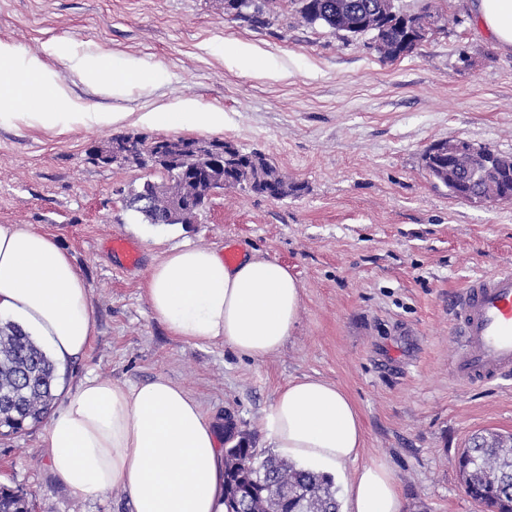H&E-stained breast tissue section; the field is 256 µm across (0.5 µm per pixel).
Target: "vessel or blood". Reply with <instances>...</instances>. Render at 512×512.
<instances>
[{
	"label": "vessel or blood",
	"mask_w": 512,
	"mask_h": 512,
	"mask_svg": "<svg viewBox=\"0 0 512 512\" xmlns=\"http://www.w3.org/2000/svg\"><path fill=\"white\" fill-rule=\"evenodd\" d=\"M452 321L459 346L451 360L456 380L491 383L512 376L511 265L466 280Z\"/></svg>",
	"instance_id": "obj_1"
}]
</instances>
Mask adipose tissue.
<instances>
[{"label":"adipose tissue","instance_id":"adipose-tissue-1","mask_svg":"<svg viewBox=\"0 0 512 512\" xmlns=\"http://www.w3.org/2000/svg\"><path fill=\"white\" fill-rule=\"evenodd\" d=\"M477 23L496 47L512 52V0H472ZM12 45L0 42V125L40 126L64 134L93 124L132 121L163 129L220 133L224 114L184 99L159 111L89 112L73 102L50 59L61 43L10 69ZM40 84L34 102L19 80ZM145 294L153 317L192 345L224 344L259 361L280 351L294 331L302 287L287 265L251 252L226 263L212 248L179 244L151 265ZM0 318L18 323L54 360L80 358L97 329L91 289L71 255L48 233L0 224ZM279 453L341 477L342 512H402L392 468L361 463L363 422L334 383L306 376L288 382L262 419ZM52 473L78 497L121 490L129 512H224V448L201 403L165 375L123 385L79 380L47 420Z\"/></svg>","mask_w":512,"mask_h":512}]
</instances>
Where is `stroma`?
I'll return each mask as SVG.
<instances>
[{"label":"stroma","instance_id":"obj_1","mask_svg":"<svg viewBox=\"0 0 512 512\" xmlns=\"http://www.w3.org/2000/svg\"><path fill=\"white\" fill-rule=\"evenodd\" d=\"M431 2L445 17L414 53L382 59L301 18L295 0L260 25L225 15L224 0H0V41L18 58L67 40L73 59L107 58L151 74L101 92L57 61L70 97L115 112L182 99L224 113V139L274 159L303 190L275 200L239 188L214 196L194 224H152L127 194L159 172L94 163L117 135L161 137L127 123L54 131L0 127V224L56 235L92 290L97 334L60 373L58 396L86 376L134 385L163 374L198 399L216 429L232 415L259 457L278 391L316 376L344 389L365 428L362 462L384 459L403 512H486L465 492L457 460L472 435H512V379L456 380L448 303L463 283L512 264V203L479 204L434 187L422 155L466 139L512 155V53L498 51L469 0ZM138 249L124 270L112 237ZM252 250L288 265L302 305L282 350L261 361L217 344L192 346L150 312L143 281L163 246ZM46 425L0 435V483L26 492L34 512H127L121 492L78 498L52 474Z\"/></svg>","mask_w":512,"mask_h":512}]
</instances>
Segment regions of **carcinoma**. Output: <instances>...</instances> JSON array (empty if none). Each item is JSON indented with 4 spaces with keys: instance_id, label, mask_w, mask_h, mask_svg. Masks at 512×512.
Segmentation results:
<instances>
[{
    "instance_id": "obj_1",
    "label": "carcinoma",
    "mask_w": 512,
    "mask_h": 512,
    "mask_svg": "<svg viewBox=\"0 0 512 512\" xmlns=\"http://www.w3.org/2000/svg\"><path fill=\"white\" fill-rule=\"evenodd\" d=\"M299 13L309 23L320 22L337 33L356 37L348 24L356 11L376 0H298ZM278 0H263L256 6L246 0H224V14L266 24L277 14ZM382 37L397 42L404 36L402 18L384 21ZM448 141L428 147L423 166L436 186L456 196L457 185L448 179L445 153ZM224 187L248 189L264 195L270 185L284 197L297 195L302 185L288 180L274 160L259 151L239 149L236 159L224 163L218 174ZM56 365L15 324H0V427L13 432L41 422L55 400ZM465 490L482 495L485 505L498 512H512V437L496 433L470 439L458 460ZM225 512H339L333 481L306 471L276 456L258 459L247 438L224 449ZM0 512H29L26 496L19 490L0 486Z\"/></svg>"
}]
</instances>
